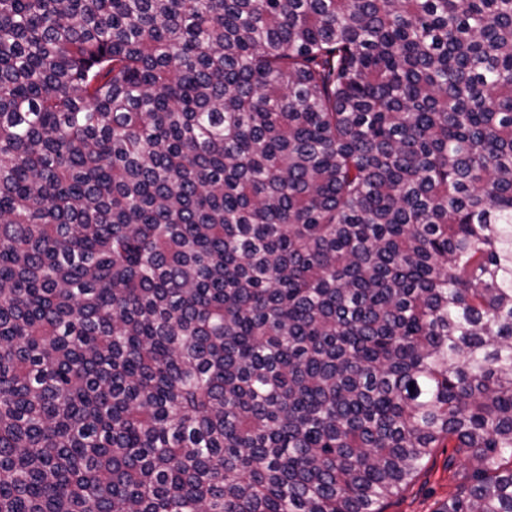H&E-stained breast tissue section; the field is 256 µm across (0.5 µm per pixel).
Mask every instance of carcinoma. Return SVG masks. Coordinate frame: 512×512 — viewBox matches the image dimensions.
Returning a JSON list of instances; mask_svg holds the SVG:
<instances>
[{
  "label": "carcinoma",
  "instance_id": "cac0c4a2",
  "mask_svg": "<svg viewBox=\"0 0 512 512\" xmlns=\"http://www.w3.org/2000/svg\"><path fill=\"white\" fill-rule=\"evenodd\" d=\"M512 512V0H0V512ZM449 448H437L434 457L416 481L397 497L392 498L385 512H433L448 500L454 483L448 474Z\"/></svg>",
  "mask_w": 512,
  "mask_h": 512
}]
</instances>
